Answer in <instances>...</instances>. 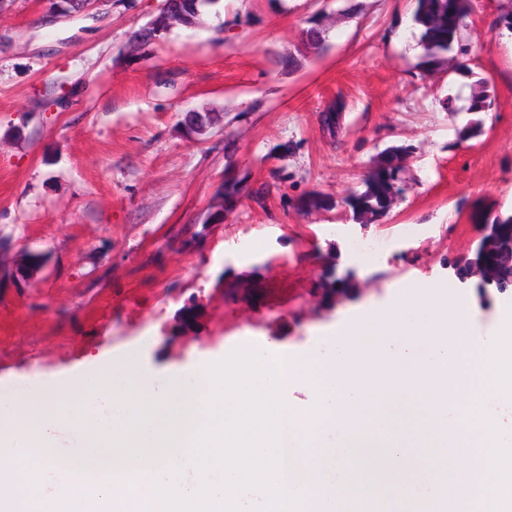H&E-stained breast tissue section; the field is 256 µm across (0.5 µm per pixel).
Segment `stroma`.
I'll list each match as a JSON object with an SVG mask.
<instances>
[{
  "instance_id": "1",
  "label": "stroma",
  "mask_w": 512,
  "mask_h": 512,
  "mask_svg": "<svg viewBox=\"0 0 512 512\" xmlns=\"http://www.w3.org/2000/svg\"><path fill=\"white\" fill-rule=\"evenodd\" d=\"M161 5L106 0L52 22L42 0H0V391L40 395L132 346L159 376L242 336L304 357L424 279L493 332L512 290L482 293L452 268L487 216L512 214V0H470L460 50L433 63L415 0H220L135 45ZM314 24L316 50L302 36ZM480 80L492 105L472 113ZM339 98L331 135L321 115ZM206 108L215 125L190 133L187 113ZM388 151L403 192L364 228L342 199ZM229 178L235 210L201 233ZM311 194L334 204L301 209ZM376 239L383 255L360 265L354 243ZM331 264L353 279L318 310Z\"/></svg>"
}]
</instances>
